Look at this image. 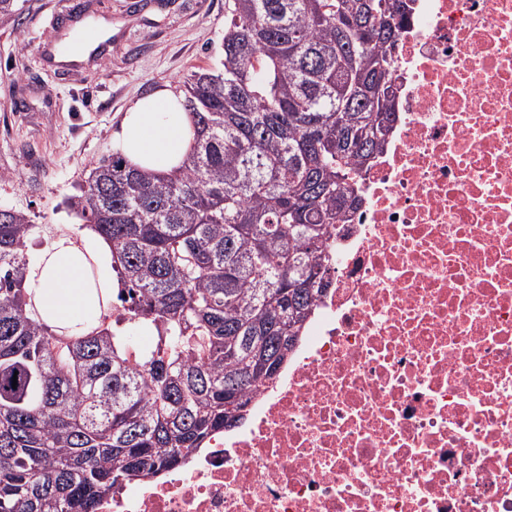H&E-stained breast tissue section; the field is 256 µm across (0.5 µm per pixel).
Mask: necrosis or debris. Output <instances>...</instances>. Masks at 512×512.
Here are the masks:
<instances>
[{
    "label": "necrosis or debris",
    "mask_w": 512,
    "mask_h": 512,
    "mask_svg": "<svg viewBox=\"0 0 512 512\" xmlns=\"http://www.w3.org/2000/svg\"><path fill=\"white\" fill-rule=\"evenodd\" d=\"M396 86L279 379L96 512H512V0H414Z\"/></svg>",
    "instance_id": "1"
}]
</instances>
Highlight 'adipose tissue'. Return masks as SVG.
<instances>
[{
	"mask_svg": "<svg viewBox=\"0 0 512 512\" xmlns=\"http://www.w3.org/2000/svg\"><path fill=\"white\" fill-rule=\"evenodd\" d=\"M116 139L129 164L168 173L182 165L193 128L182 99L162 88L124 113ZM24 286L44 323L82 335L120 286L114 276L112 244L94 227L71 226L52 236L29 260Z\"/></svg>",
	"mask_w": 512,
	"mask_h": 512,
	"instance_id": "1",
	"label": "adipose tissue"
}]
</instances>
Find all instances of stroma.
<instances>
[{"instance_id": "35a3bbf8", "label": "stroma", "mask_w": 512, "mask_h": 512, "mask_svg": "<svg viewBox=\"0 0 512 512\" xmlns=\"http://www.w3.org/2000/svg\"><path fill=\"white\" fill-rule=\"evenodd\" d=\"M0 24V209L26 213L37 249L47 224L76 223L64 206L84 174L117 150L124 113L192 70L213 68L224 0H18ZM111 24L101 60L56 66L42 53L57 33Z\"/></svg>"}]
</instances>
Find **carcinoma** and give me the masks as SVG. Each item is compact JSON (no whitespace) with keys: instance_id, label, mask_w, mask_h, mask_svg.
Wrapping results in <instances>:
<instances>
[{"instance_id":"obj_1","label":"carcinoma","mask_w":512,"mask_h":512,"mask_svg":"<svg viewBox=\"0 0 512 512\" xmlns=\"http://www.w3.org/2000/svg\"><path fill=\"white\" fill-rule=\"evenodd\" d=\"M409 2L224 0L218 66L184 82L185 164L151 174L116 153L66 200L112 242L123 285L92 332L28 310L34 225L0 210V512H91L181 465L275 378L265 363H288L351 173L392 131ZM125 320L155 344L131 346Z\"/></svg>"}]
</instances>
